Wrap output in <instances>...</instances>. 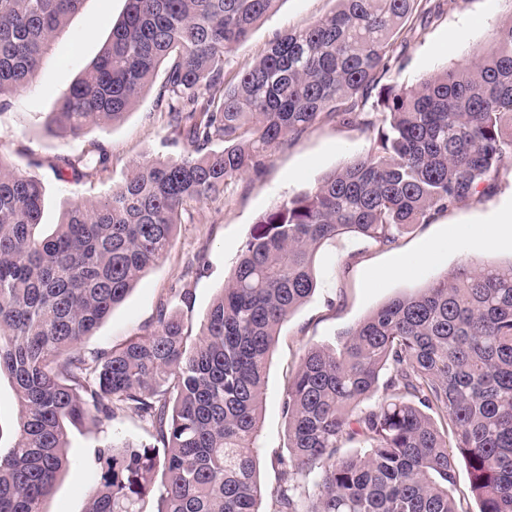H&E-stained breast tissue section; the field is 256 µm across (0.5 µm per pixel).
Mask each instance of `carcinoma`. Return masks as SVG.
Wrapping results in <instances>:
<instances>
[{
    "label": "carcinoma",
    "instance_id": "obj_1",
    "mask_svg": "<svg viewBox=\"0 0 512 512\" xmlns=\"http://www.w3.org/2000/svg\"><path fill=\"white\" fill-rule=\"evenodd\" d=\"M280 0H127L47 130L79 136L121 120L157 76L171 161L135 167L112 192L74 203L39 231L42 186L0 160V375L17 399L0 452V512H43L73 466L67 426L129 409L154 445L93 449L85 512H142L162 470L156 512H259L255 440L278 330L316 288V256L339 236L394 245L410 226L497 187L512 158V0L489 46L408 89L379 94L372 150L262 215L197 342L160 305L155 325L87 354L93 334L172 245L188 207L263 166L269 147L325 109L354 123L420 0H336L311 26L277 37L236 82L224 57ZM83 0H0V105L30 85ZM221 141V150H207ZM107 170L97 145L80 160ZM383 396L361 407L369 395ZM288 485L273 512H469L453 495L465 463L477 512H512V265H464L367 315L339 347L307 350L284 397ZM350 445L363 448L343 455ZM314 476L311 492L298 478Z\"/></svg>",
    "mask_w": 512,
    "mask_h": 512
}]
</instances>
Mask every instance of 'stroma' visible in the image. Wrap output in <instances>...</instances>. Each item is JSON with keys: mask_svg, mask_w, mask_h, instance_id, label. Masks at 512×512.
<instances>
[{"mask_svg": "<svg viewBox=\"0 0 512 512\" xmlns=\"http://www.w3.org/2000/svg\"><path fill=\"white\" fill-rule=\"evenodd\" d=\"M438 15L419 27L404 51L380 74V87L410 88L454 64L471 61L491 29L507 15L504 0H442ZM126 0H84L70 16L63 34L44 56L36 79L0 109V160L38 178L44 188L41 222L44 233L60 223L69 204L103 198L146 160L178 159L186 145L169 139L166 116L156 106L157 87L146 89L124 118L92 125L77 137L48 133L46 126L60 96L99 55ZM335 0H281L250 37L224 59V78H235L265 54L276 37L308 27L329 14ZM376 102L363 110L366 124L319 120L298 136L268 150L261 174L232 180L217 199L192 206L178 225L171 249L150 267L126 299L113 308L81 348L93 352L117 347L144 334L156 321L160 304L182 319L185 332L197 338L202 320L236 266L240 250L259 217L284 199L312 189L327 173L373 147ZM103 145L106 171L91 177L59 180L52 166L59 158H77ZM512 205V159L506 160L497 188L479 192L465 203L412 225L399 241L384 247L363 237H339L317 254V288L283 323L265 376V404L256 439L261 512H271L272 493L288 477L277 467L276 454L288 448L283 398L302 357L314 346L338 345L343 334L389 300L418 293L434 280L453 274L464 262L512 264V247L488 248L462 228L487 223ZM439 257L425 261L429 250ZM411 273H400L406 261ZM153 444L150 424L129 410L117 411L101 425L86 424L68 432L67 453L75 468L62 474L44 502L45 512H83L97 482L92 448L106 439Z\"/></svg>", "mask_w": 512, "mask_h": 512, "instance_id": "1", "label": "stroma"}]
</instances>
